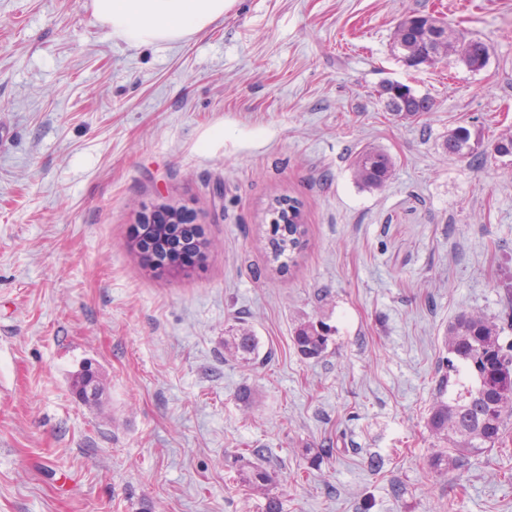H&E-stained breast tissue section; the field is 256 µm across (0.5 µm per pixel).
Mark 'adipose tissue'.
Instances as JSON below:
<instances>
[{"label":"adipose tissue","mask_w":512,"mask_h":512,"mask_svg":"<svg viewBox=\"0 0 512 512\" xmlns=\"http://www.w3.org/2000/svg\"><path fill=\"white\" fill-rule=\"evenodd\" d=\"M233 0H93V13L113 38L130 46L182 39L223 16Z\"/></svg>","instance_id":"adipose-tissue-1"}]
</instances>
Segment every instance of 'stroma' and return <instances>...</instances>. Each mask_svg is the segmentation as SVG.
Here are the masks:
<instances>
[{
  "label": "stroma",
  "instance_id": "1",
  "mask_svg": "<svg viewBox=\"0 0 512 512\" xmlns=\"http://www.w3.org/2000/svg\"><path fill=\"white\" fill-rule=\"evenodd\" d=\"M431 10L487 44L483 69L394 57ZM388 81L432 111L391 115ZM460 126L465 158L443 146ZM506 132L512 0H234L138 48L93 0H0V512H263L235 481L256 448L284 512H512V449L440 477L426 428L449 322L512 303ZM366 147L394 162L383 190L354 179ZM288 196L307 244L282 272L268 208ZM161 200L201 223L198 269L131 250ZM238 320L256 359L224 352ZM303 320L333 330L320 358L293 345ZM87 362L94 406L71 391ZM309 446L333 454L315 468ZM479 145V141L471 143V132L466 127H458L448 134L445 140V149L448 154L464 158L473 153Z\"/></svg>",
  "mask_w": 512,
  "mask_h": 512
}]
</instances>
